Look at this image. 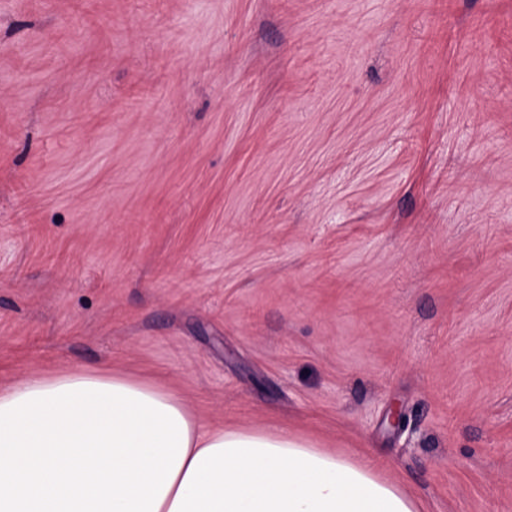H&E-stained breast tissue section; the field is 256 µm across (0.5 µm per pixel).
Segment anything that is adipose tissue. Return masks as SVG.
Here are the masks:
<instances>
[{
	"instance_id": "ef3b65f1",
	"label": "adipose tissue",
	"mask_w": 512,
	"mask_h": 512,
	"mask_svg": "<svg viewBox=\"0 0 512 512\" xmlns=\"http://www.w3.org/2000/svg\"><path fill=\"white\" fill-rule=\"evenodd\" d=\"M0 512H420L369 467L285 429L205 425L122 375L0 388Z\"/></svg>"
}]
</instances>
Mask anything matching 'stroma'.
Listing matches in <instances>:
<instances>
[{"instance_id":"35a3bbf8","label":"stroma","mask_w":512,"mask_h":512,"mask_svg":"<svg viewBox=\"0 0 512 512\" xmlns=\"http://www.w3.org/2000/svg\"><path fill=\"white\" fill-rule=\"evenodd\" d=\"M74 368L512 512V0H0V386Z\"/></svg>"}]
</instances>
